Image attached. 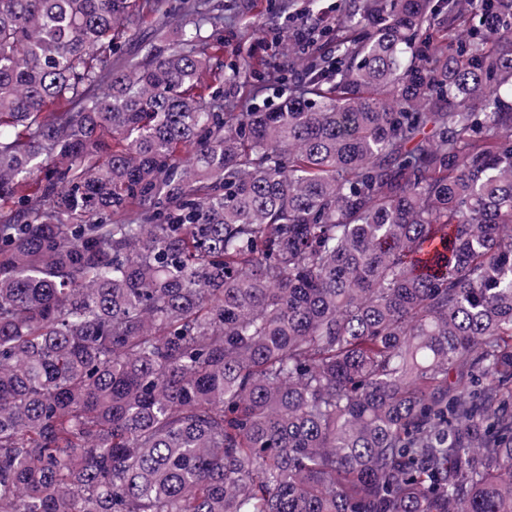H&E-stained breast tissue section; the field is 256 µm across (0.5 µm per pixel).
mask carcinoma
<instances>
[{
	"label": "carcinoma",
	"instance_id": "cac0c4a2",
	"mask_svg": "<svg viewBox=\"0 0 512 512\" xmlns=\"http://www.w3.org/2000/svg\"><path fill=\"white\" fill-rule=\"evenodd\" d=\"M336 12L0 0V512H512V0ZM213 3L224 6V27L217 32L216 37L223 41L225 46L223 56L220 55L217 61L214 59V63L220 61L225 66L236 58V54L239 58L251 54L255 60L262 59L270 65L288 63V58L281 54L275 39L277 25H284L288 21V11L282 13L281 0H254L255 8L251 14L245 13L242 9H230L240 1L214 0ZM256 15L263 17L266 26L262 27L264 32L252 34L249 22L253 20L252 16Z\"/></svg>",
	"mask_w": 512,
	"mask_h": 512
}]
</instances>
